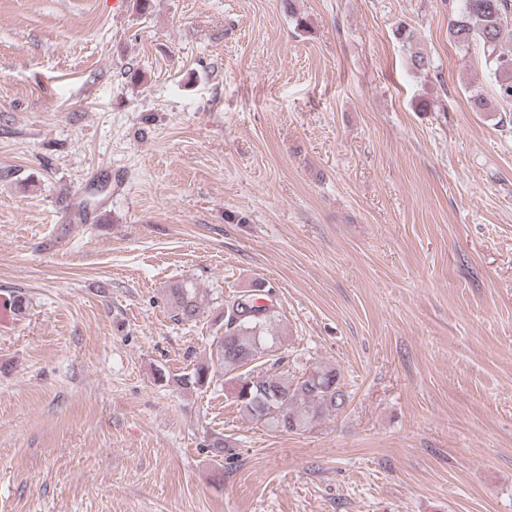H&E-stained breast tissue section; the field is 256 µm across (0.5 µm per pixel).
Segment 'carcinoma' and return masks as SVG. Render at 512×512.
I'll use <instances>...</instances> for the list:
<instances>
[{
	"mask_svg": "<svg viewBox=\"0 0 512 512\" xmlns=\"http://www.w3.org/2000/svg\"><path fill=\"white\" fill-rule=\"evenodd\" d=\"M512 23V0H461L458 14L448 23V37L462 48L482 45L496 79L499 99L512 105V50L503 48L504 32ZM173 319L195 321L207 298L187 280L171 284L167 294ZM255 294H230L222 300L218 315L222 334L214 337L208 359L174 379L181 389H208L219 380L232 386L234 397L248 416L264 430L300 434L325 417L340 413L348 394L335 367L317 366L313 371L284 378L283 358L267 366L257 360L270 355L275 337L270 326L272 307L258 304Z\"/></svg>",
	"mask_w": 512,
	"mask_h": 512,
	"instance_id": "carcinoma-1",
	"label": "carcinoma"
}]
</instances>
